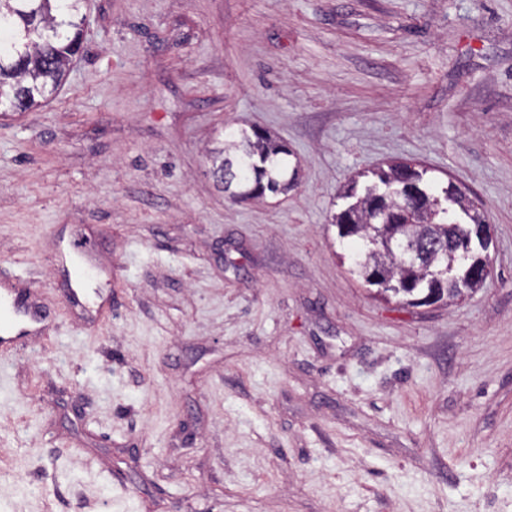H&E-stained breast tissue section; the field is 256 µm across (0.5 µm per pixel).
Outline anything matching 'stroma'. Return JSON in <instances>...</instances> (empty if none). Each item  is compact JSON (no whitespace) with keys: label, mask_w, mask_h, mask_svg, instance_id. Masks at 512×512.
<instances>
[{"label":"stroma","mask_w":512,"mask_h":512,"mask_svg":"<svg viewBox=\"0 0 512 512\" xmlns=\"http://www.w3.org/2000/svg\"><path fill=\"white\" fill-rule=\"evenodd\" d=\"M0 118V512H512V0H85ZM260 127L287 193L207 151ZM493 226L492 276L402 306L331 216L392 162ZM89 268L87 308L62 264ZM0 305L9 315V322L4 327L1 326L3 332L9 331L16 321L25 324V327L21 328L15 336L1 337L2 345L30 336H38L42 332L45 315L42 311L27 305L22 295L15 289L4 287L1 289Z\"/></svg>","instance_id":"stroma-1"}]
</instances>
